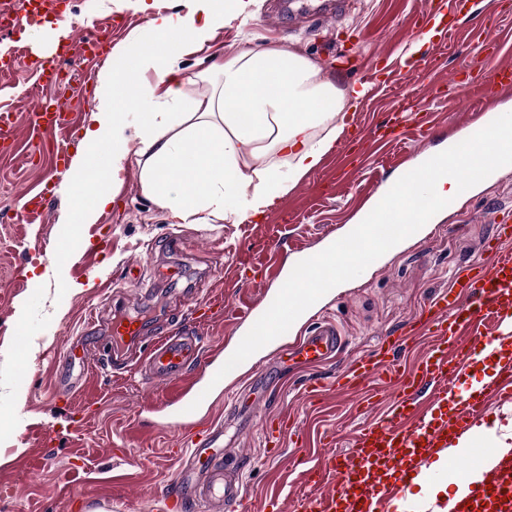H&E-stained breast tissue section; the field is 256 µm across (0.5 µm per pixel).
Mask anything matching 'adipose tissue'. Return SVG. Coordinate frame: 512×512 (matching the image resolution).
Returning a JSON list of instances; mask_svg holds the SVG:
<instances>
[{
    "label": "adipose tissue",
    "instance_id": "1",
    "mask_svg": "<svg viewBox=\"0 0 512 512\" xmlns=\"http://www.w3.org/2000/svg\"><path fill=\"white\" fill-rule=\"evenodd\" d=\"M150 38L131 35L95 89L92 124L70 166L67 215L93 224L129 170L143 196L178 224L263 218L345 132L363 89L338 86L291 44L214 56L225 24L256 0H126Z\"/></svg>",
    "mask_w": 512,
    "mask_h": 512
}]
</instances>
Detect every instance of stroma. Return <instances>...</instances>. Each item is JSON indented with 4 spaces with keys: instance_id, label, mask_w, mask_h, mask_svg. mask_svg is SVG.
<instances>
[{
    "instance_id": "1",
    "label": "stroma",
    "mask_w": 512,
    "mask_h": 512,
    "mask_svg": "<svg viewBox=\"0 0 512 512\" xmlns=\"http://www.w3.org/2000/svg\"><path fill=\"white\" fill-rule=\"evenodd\" d=\"M66 0L68 17H93L112 45L139 30L141 15L120 0ZM272 0H257L255 16L232 22L216 40L228 54L282 40L326 69L339 85H367L368 94L349 127L322 165L285 196L280 208L253 224H173L141 194L129 174L115 207L94 224L61 223L68 171L56 168L48 150H23L0 157V512H169L168 453L189 447L182 429L161 425L149 405L152 388L113 374H94L74 396L52 398L55 372L64 363L67 342L101 340L104 321L144 309L150 334L165 329L192 296L224 297V313L202 333L207 347L229 342L236 317L263 288L254 282L256 261L272 268L292 266L295 252H319L342 238L370 199L373 183L402 174L423 152L443 151L461 133L468 117L461 100L473 90L454 83L458 72L480 77L495 61L512 62V0H470L456 36L434 37L422 58L436 72L428 79L399 63V49L421 38L432 15V0H361L354 14L333 17L310 11L272 25ZM490 19L505 47L491 56L477 42L474 26ZM66 78L82 79L84 91L47 89L76 130L78 148L91 123L92 97L106 69L66 61ZM36 76L19 66L0 88V107L18 112L17 140H26L25 103ZM414 91L434 129L423 142L412 139L379 145L388 115L401 92ZM52 182L55 193L41 222L21 221L18 191ZM512 203V167L496 170L484 187L453 197L425 237L408 242L371 264L358 278L329 294L317 310L302 314L300 330H311L319 315L335 319L343 346L333 360L307 368L285 362L264 386L260 413L293 422L298 442L266 446L259 422L239 438L245 459L243 481L255 512L270 496L296 486L292 456L309 451L315 435L331 433L337 449L347 448L364 420L356 396L337 397L330 385L346 361L368 353L384 337L397 335L435 293L448 288L456 269L479 259L483 241L496 231L501 206ZM278 251H270L272 242ZM28 298L24 320L16 305ZM96 309L100 322L83 317ZM326 384L310 396L306 387Z\"/></svg>"
}]
</instances>
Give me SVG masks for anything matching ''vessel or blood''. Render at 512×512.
Listing matches in <instances>:
<instances>
[{"label": "vessel or blood", "mask_w": 512, "mask_h": 512, "mask_svg": "<svg viewBox=\"0 0 512 512\" xmlns=\"http://www.w3.org/2000/svg\"><path fill=\"white\" fill-rule=\"evenodd\" d=\"M467 3L448 0L447 5H436L442 33L456 31ZM106 41V35L92 29L85 40L59 47L54 58L40 64L38 82L46 87L55 85L57 59H102ZM481 84L511 91L512 64L494 66ZM419 105L413 95L399 101L390 117L394 130L407 127ZM32 106L28 123L33 142L53 138L55 161L65 160L66 113L44 97L34 99ZM51 189L46 183L26 190L22 212L29 221L42 218ZM483 252V259L457 269L449 288L433 295L394 342L378 344L337 373L333 382L337 394L359 395L366 410L384 394L388 397L385 409L354 431L348 451L330 450L332 438L323 436L321 443L328 446V453L315 464L305 465L299 473V486L288 501L272 500L276 512H397L417 475L452 481L475 471L481 472V481L466 497L456 500L451 510H444L439 503H426L417 512H512V450L488 462L482 450L488 435L481 423L490 404L512 406V332L502 330L504 322L512 319V225H498ZM192 307L194 315L187 327L158 337L144 362L146 384L164 389L155 410L190 430L195 423L189 405L197 400L203 409H211L213 401L204 391L231 356L226 348L205 352L197 333L222 310L221 299L196 301ZM144 334V322L138 316H117L106 344L68 350L67 358L85 367L97 360L122 370L127 366L126 349L141 343ZM422 337L429 338V348L418 354L414 367L403 366L400 353L414 350ZM272 347L276 354L315 366L336 356L341 338L335 322L324 316L307 335L289 329L273 340ZM482 355L494 358L499 368L480 388H469V371ZM194 366L200 367V377H189ZM466 433L473 438L466 466L452 461L432 467V460ZM242 464L241 455L224 445L223 421L211 423L189 457L177 461L175 489L170 494L174 512H184L190 500L205 512H251Z\"/></svg>", "instance_id": "vessel-or-blood-1"}]
</instances>
